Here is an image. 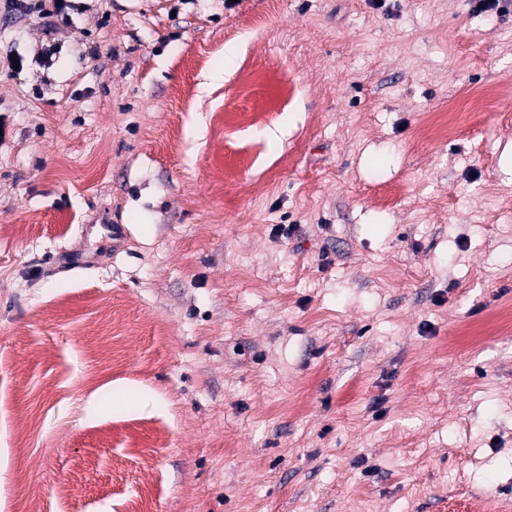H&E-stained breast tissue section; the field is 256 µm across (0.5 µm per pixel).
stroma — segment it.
<instances>
[{"label": "stroma", "mask_w": 512, "mask_h": 512, "mask_svg": "<svg viewBox=\"0 0 512 512\" xmlns=\"http://www.w3.org/2000/svg\"><path fill=\"white\" fill-rule=\"evenodd\" d=\"M509 81L512 0L0 2V512L512 503ZM67 0H7L5 5L9 11H18L20 14H37L44 24L48 27L55 26L54 18L63 13L70 4Z\"/></svg>", "instance_id": "1"}]
</instances>
